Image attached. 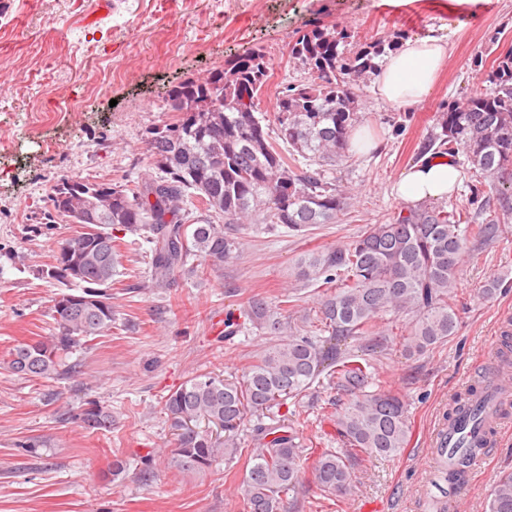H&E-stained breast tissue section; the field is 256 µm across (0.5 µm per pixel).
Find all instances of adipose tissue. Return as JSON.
Instances as JSON below:
<instances>
[{
    "mask_svg": "<svg viewBox=\"0 0 512 512\" xmlns=\"http://www.w3.org/2000/svg\"><path fill=\"white\" fill-rule=\"evenodd\" d=\"M448 54V47L435 38L411 39L402 49L387 57L378 77V91L399 107L414 106L433 91L435 80ZM457 179L449 159L424 156L410 167L397 186L406 203L447 196Z\"/></svg>",
    "mask_w": 512,
    "mask_h": 512,
    "instance_id": "ef3b65f1",
    "label": "adipose tissue"
}]
</instances>
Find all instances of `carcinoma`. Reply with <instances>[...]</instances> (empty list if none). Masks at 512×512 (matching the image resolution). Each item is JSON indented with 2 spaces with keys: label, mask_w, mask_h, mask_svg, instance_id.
<instances>
[{
  "label": "carcinoma",
  "mask_w": 512,
  "mask_h": 512,
  "mask_svg": "<svg viewBox=\"0 0 512 512\" xmlns=\"http://www.w3.org/2000/svg\"><path fill=\"white\" fill-rule=\"evenodd\" d=\"M396 30L370 42L344 27L315 26L288 43V59L311 80L280 87L275 110L260 111L271 78L259 48L229 59L224 68L173 86L165 98L171 117L148 131L152 174L134 187L64 175L48 187L35 228L58 222L85 231L61 242L42 276L62 286L53 297V333L10 351L20 375L53 379L63 356L81 341L102 336L115 321L109 287L119 275V229L146 232L154 281L161 285L189 270L218 272L236 256L254 224L305 236L335 224L351 197L327 173L362 147L351 141L363 122L360 85L378 72L377 59L393 51ZM477 51L495 55L479 94L438 112L429 147L458 160L468 175L465 204H420L371 224L355 240L302 254L297 279L327 286L315 315L299 314L296 299L246 301L243 330L270 337L243 382L197 373L171 390L162 411L175 435L169 466L203 472L219 459L247 455L243 512H281L297 499L303 464L314 458L321 495L344 498L355 478L354 451L395 457L406 448L411 424L404 400L383 388L374 354L387 337H400L410 357L422 356L457 334L458 275L468 249L497 240L512 219V44ZM350 395L335 412L315 419L317 433L339 448H306L294 419L267 423L287 403L301 406L320 379ZM477 380L448 411L483 393ZM254 446L241 447L248 412ZM89 432L112 429V406L89 403L73 415ZM221 430L214 435L199 427ZM474 448L454 452L439 469L444 482L467 475ZM487 512H512V474L491 486Z\"/></svg>",
  "instance_id": "obj_1"
}]
</instances>
